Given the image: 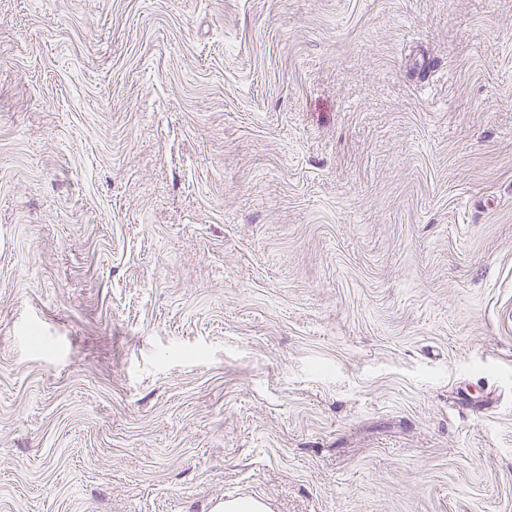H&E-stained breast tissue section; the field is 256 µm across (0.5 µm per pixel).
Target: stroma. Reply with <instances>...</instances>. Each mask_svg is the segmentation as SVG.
Segmentation results:
<instances>
[{
	"instance_id": "35a3bbf8",
	"label": "stroma",
	"mask_w": 512,
	"mask_h": 512,
	"mask_svg": "<svg viewBox=\"0 0 512 512\" xmlns=\"http://www.w3.org/2000/svg\"><path fill=\"white\" fill-rule=\"evenodd\" d=\"M512 512V0H0V512Z\"/></svg>"
}]
</instances>
